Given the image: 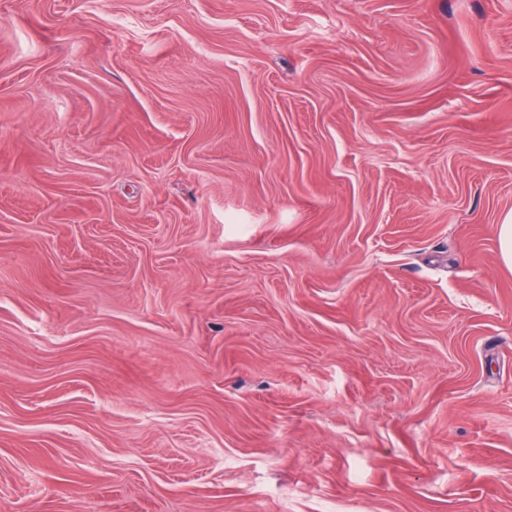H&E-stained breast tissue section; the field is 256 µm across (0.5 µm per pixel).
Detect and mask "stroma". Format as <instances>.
<instances>
[{
  "label": "stroma",
  "instance_id": "1",
  "mask_svg": "<svg viewBox=\"0 0 512 512\" xmlns=\"http://www.w3.org/2000/svg\"><path fill=\"white\" fill-rule=\"evenodd\" d=\"M512 0H0V512H512ZM498 247L501 261L512 269V211L504 216L498 226Z\"/></svg>",
  "mask_w": 512,
  "mask_h": 512
}]
</instances>
